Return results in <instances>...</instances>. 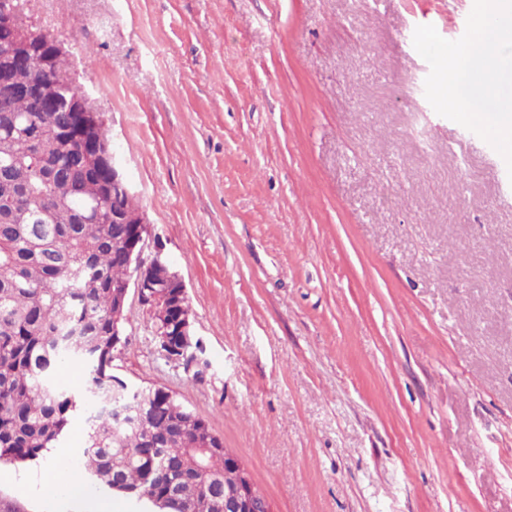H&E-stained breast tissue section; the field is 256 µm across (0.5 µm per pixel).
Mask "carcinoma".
<instances>
[{
	"label": "carcinoma",
	"instance_id": "obj_1",
	"mask_svg": "<svg viewBox=\"0 0 512 512\" xmlns=\"http://www.w3.org/2000/svg\"><path fill=\"white\" fill-rule=\"evenodd\" d=\"M14 27L0 30V461L36 460L64 437L76 407H86L82 468L112 492L140 489L162 512H224V489L212 498L189 454L217 481L224 472V440L209 423L168 395L142 399V414L120 426L100 409L137 403L138 394L112 374V328L127 307L113 294L134 276L125 253L144 229L131 193L112 195L111 174L93 158L69 112H39L24 91L41 84L53 96L74 85L70 55L26 24L19 0H10ZM51 53L42 73L10 63L15 42ZM170 267H150L157 288H173ZM84 366L85 388L55 383L58 354Z\"/></svg>",
	"mask_w": 512,
	"mask_h": 512
}]
</instances>
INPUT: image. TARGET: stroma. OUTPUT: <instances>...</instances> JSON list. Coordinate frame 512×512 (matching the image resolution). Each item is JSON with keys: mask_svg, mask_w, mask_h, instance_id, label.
<instances>
[{"mask_svg": "<svg viewBox=\"0 0 512 512\" xmlns=\"http://www.w3.org/2000/svg\"><path fill=\"white\" fill-rule=\"evenodd\" d=\"M474 0H25L182 277L200 371L136 297L112 372L203 417L271 512H512V174L425 97ZM459 256L449 260L447 241ZM56 452L1 462L0 512Z\"/></svg>", "mask_w": 512, "mask_h": 512, "instance_id": "stroma-1", "label": "stroma"}]
</instances>
